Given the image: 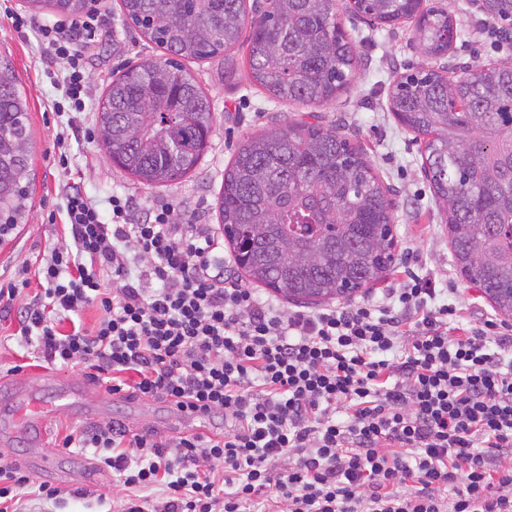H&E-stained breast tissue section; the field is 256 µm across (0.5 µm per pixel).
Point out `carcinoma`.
Listing matches in <instances>:
<instances>
[{
    "label": "carcinoma",
    "instance_id": "carcinoma-1",
    "mask_svg": "<svg viewBox=\"0 0 512 512\" xmlns=\"http://www.w3.org/2000/svg\"><path fill=\"white\" fill-rule=\"evenodd\" d=\"M29 10L78 17L87 0H26ZM141 38L164 50L112 80L97 112L107 160L148 188L195 172L213 125L211 104L186 63H224L268 96L318 106L336 101L359 63L338 21V0H120ZM248 36H243L246 13ZM491 17L512 0H483ZM379 24L413 17L406 0H363ZM445 10L416 24L420 53L448 52L456 27ZM423 140L420 169L445 211L452 259L500 314L512 318V63H474L448 76H402L388 99ZM28 100L0 60V225L26 223L33 182ZM392 189L341 127L297 120L242 141L224 168L219 223L246 281L297 304L349 297L380 282L395 261Z\"/></svg>",
    "mask_w": 512,
    "mask_h": 512
}]
</instances>
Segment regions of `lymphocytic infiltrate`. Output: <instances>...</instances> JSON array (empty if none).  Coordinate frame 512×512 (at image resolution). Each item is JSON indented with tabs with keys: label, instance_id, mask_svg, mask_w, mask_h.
Listing matches in <instances>:
<instances>
[{
	"label": "lymphocytic infiltrate",
	"instance_id": "obj_1",
	"mask_svg": "<svg viewBox=\"0 0 512 512\" xmlns=\"http://www.w3.org/2000/svg\"><path fill=\"white\" fill-rule=\"evenodd\" d=\"M98 28L39 25L66 66L56 109L83 112ZM108 204L71 186L63 241L0 286V321L40 361L108 376L110 393L232 423L173 440L112 421L67 435L63 448L118 474L120 512H512L511 324H466L410 272L376 300L287 312L225 274L208 225L128 195ZM61 493L0 456V512Z\"/></svg>",
	"mask_w": 512,
	"mask_h": 512
}]
</instances>
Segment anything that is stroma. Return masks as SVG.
Segmentation results:
<instances>
[{
    "label": "stroma",
    "mask_w": 512,
    "mask_h": 512,
    "mask_svg": "<svg viewBox=\"0 0 512 512\" xmlns=\"http://www.w3.org/2000/svg\"><path fill=\"white\" fill-rule=\"evenodd\" d=\"M104 2L103 34L86 52L85 111L76 119L70 112L52 107L53 101L62 97V64L51 61L33 31L18 33L8 18L12 12L25 13L24 0H0V57L13 64L28 97L35 173L27 222L9 241L0 243V275L10 276L24 264L34 263L63 236L64 192L72 183L80 184L101 209L110 195L123 193L144 205L171 204L180 223L207 224L212 231H219L214 215L215 195L224 168L240 141L261 132L272 121L305 120L313 115L323 124H338L356 135L377 176L395 191V267L382 287L354 294V301L379 296L381 288L393 287L402 281L405 271L413 270L431 279L438 302L464 306L471 324L478 326L485 319L496 317V310L478 288L460 275L452 261L445 213L420 171V146L413 133L403 129L389 111L388 98L400 76L424 67L512 62V42L501 38L499 20L491 18L484 25H477L479 10L474 0H443L445 8L456 17L458 36L447 55L432 60L415 48L414 21L406 20L393 27L370 24L353 15L350 0H339L338 17L356 46L360 65L347 88L329 106L277 101L254 86L247 74H240L237 83L228 85L217 63H190V70L211 100L210 147L195 174L175 185L151 189L106 161L95 116L107 85L122 67L145 58L162 57L163 51L127 26L120 0ZM72 121L79 132L67 143L69 165L63 168L56 162L55 135L66 130ZM19 329L16 320L0 322V398L33 394L51 406L56 402L58 385L73 381L88 401L103 407V420L123 422L137 433L175 437L191 430L210 435L224 429L223 415L194 418L162 399L113 395L105 380L86 377L82 365L55 368L37 361L21 344ZM90 424L85 403H79L50 419L42 442L23 433L7 432L0 425L2 456L21 459L35 447L47 454L62 455L68 476L59 485L65 488L66 495L53 512H116L112 504L116 479L111 470L99 468L94 474H87L85 454L61 448L70 429Z\"/></svg>",
    "instance_id": "stroma-1"
}]
</instances>
